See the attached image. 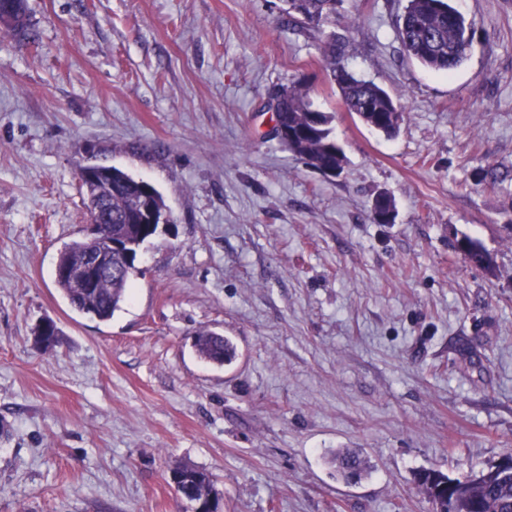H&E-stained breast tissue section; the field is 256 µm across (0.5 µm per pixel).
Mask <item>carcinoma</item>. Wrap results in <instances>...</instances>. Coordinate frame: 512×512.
<instances>
[{"label": "carcinoma", "mask_w": 512, "mask_h": 512, "mask_svg": "<svg viewBox=\"0 0 512 512\" xmlns=\"http://www.w3.org/2000/svg\"><path fill=\"white\" fill-rule=\"evenodd\" d=\"M284 24L294 33L309 29L324 36L323 56L329 81L338 86L346 111L357 116L369 113H388L385 136H394L403 120L401 105L382 87L355 76L349 69L346 55L351 37L334 30H326L336 19L337 6L342 0H282ZM0 26L5 27L13 40L31 43L39 35L31 28L27 0H0ZM398 36L403 55L422 66L445 73L458 68L472 44V30L465 16L447 0H407L399 19ZM277 100L282 116L293 137L281 142L289 152L318 172L323 167L344 168L345 154L336 153V139L332 123L335 113L313 108L308 85L297 82L274 85L267 92ZM112 185L108 208L112 214V240L121 249L112 253V274L105 276L98 287L84 291L57 276L55 282L71 307L77 312L106 322L120 309L133 271L125 269L127 253L137 250L153 235L159 224L170 223L163 196L149 183L132 177L126 171L109 166L97 175V181L81 180L83 204L88 215H93L99 196L97 191ZM151 204L155 223L145 224L140 214L142 198ZM98 242L77 239L63 246L57 267L81 263L86 255L97 250ZM195 348L198 356L208 362L222 365L236 356L234 345L222 334L201 329L196 332ZM336 468L346 477L360 475L365 469L359 454L345 452L336 455ZM189 491V500L204 499L216 494L213 478L203 469L191 466L175 468ZM448 481L436 471L419 473L417 482L426 496ZM456 512H512V471L495 466L466 480L456 481Z\"/></svg>", "instance_id": "cac0c4a2"}]
</instances>
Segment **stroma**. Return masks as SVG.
<instances>
[{
  "mask_svg": "<svg viewBox=\"0 0 512 512\" xmlns=\"http://www.w3.org/2000/svg\"><path fill=\"white\" fill-rule=\"evenodd\" d=\"M453 3L473 41L449 74L403 57L407 0L339 8L350 69L404 106L388 138L280 0H29L38 45L0 33V512H193L182 465L213 474L223 512H433L415 474L512 455V177L490 179L512 174V0ZM300 81L336 115L340 177L272 137L266 92ZM94 163L173 218L106 322L54 279ZM381 191L394 223L370 219ZM203 328L230 363L198 358ZM339 448L369 472L339 478ZM195 336L196 352L205 361L223 365L235 358L234 345L222 334L210 329H200Z\"/></svg>",
  "mask_w": 512,
  "mask_h": 512,
  "instance_id": "stroma-1",
  "label": "stroma"
}]
</instances>
